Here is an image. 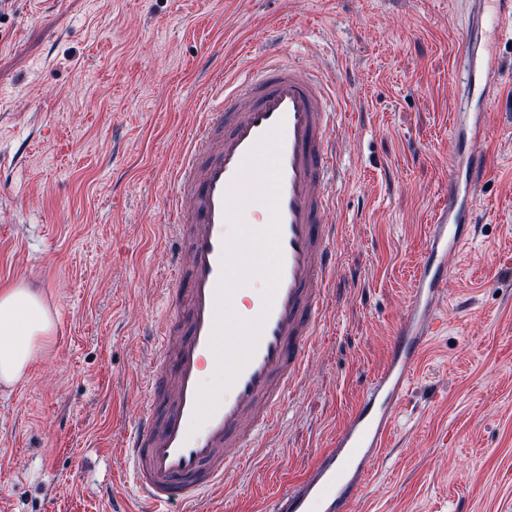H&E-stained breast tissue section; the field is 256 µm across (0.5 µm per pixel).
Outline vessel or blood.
Instances as JSON below:
<instances>
[{
	"instance_id": "obj_1",
	"label": "vessel or blood",
	"mask_w": 512,
	"mask_h": 512,
	"mask_svg": "<svg viewBox=\"0 0 512 512\" xmlns=\"http://www.w3.org/2000/svg\"><path fill=\"white\" fill-rule=\"evenodd\" d=\"M510 19L512 0H473L458 50L464 82L460 108L451 118L454 145L485 136L486 112L502 90V59L486 38ZM208 96L212 103L200 112L175 165L168 226L175 250L163 293L168 316L157 332L149 403L120 448L137 489L138 512H190L200 498L223 494L225 472L241 466L270 436L295 392L335 274L338 228L325 216L333 205V139L341 115L327 80L269 56L232 91L218 84ZM277 126L281 280L272 306L259 300L246 313V320L264 321L254 353L197 426L202 371L218 365L211 341L229 203L247 190L241 170L248 155ZM484 166L477 152L451 150L448 201L427 227L408 309L381 372L331 447L271 500L268 512H352L368 464L385 448L412 370L427 347L443 301L448 258L461 252L473 230V200Z\"/></svg>"
}]
</instances>
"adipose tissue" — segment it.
I'll use <instances>...</instances> for the list:
<instances>
[{
    "instance_id": "ef3b65f1",
    "label": "adipose tissue",
    "mask_w": 512,
    "mask_h": 512,
    "mask_svg": "<svg viewBox=\"0 0 512 512\" xmlns=\"http://www.w3.org/2000/svg\"><path fill=\"white\" fill-rule=\"evenodd\" d=\"M53 330L51 313L36 292L20 284L0 289V382L23 378Z\"/></svg>"
}]
</instances>
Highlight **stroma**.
I'll use <instances>...</instances> for the list:
<instances>
[{
	"instance_id": "stroma-1",
	"label": "stroma",
	"mask_w": 512,
	"mask_h": 512,
	"mask_svg": "<svg viewBox=\"0 0 512 512\" xmlns=\"http://www.w3.org/2000/svg\"><path fill=\"white\" fill-rule=\"evenodd\" d=\"M453 0H0V286L51 309L48 351L0 386V512L134 503L116 449L147 407L173 164L215 82L264 49L322 73L343 118L336 271L297 392L200 512H263L382 370L448 196ZM479 146L476 225L354 512H512V21Z\"/></svg>"
}]
</instances>
